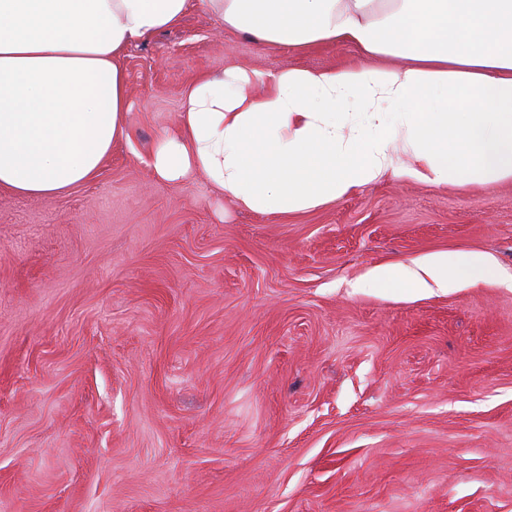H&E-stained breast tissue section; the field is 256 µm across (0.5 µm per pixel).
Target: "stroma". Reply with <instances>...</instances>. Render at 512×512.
<instances>
[{"mask_svg":"<svg viewBox=\"0 0 512 512\" xmlns=\"http://www.w3.org/2000/svg\"><path fill=\"white\" fill-rule=\"evenodd\" d=\"M380 63L189 0L124 55L94 179L0 188V512H512V288L359 285L459 251L511 279V180L267 215L148 165L197 75Z\"/></svg>","mask_w":512,"mask_h":512,"instance_id":"35a3bbf8","label":"stroma"}]
</instances>
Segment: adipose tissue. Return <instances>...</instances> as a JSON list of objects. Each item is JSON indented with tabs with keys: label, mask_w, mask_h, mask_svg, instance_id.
<instances>
[{
	"label": "adipose tissue",
	"mask_w": 512,
	"mask_h": 512,
	"mask_svg": "<svg viewBox=\"0 0 512 512\" xmlns=\"http://www.w3.org/2000/svg\"><path fill=\"white\" fill-rule=\"evenodd\" d=\"M207 2L225 29L264 45L348 43L403 65L198 77L178 130L152 153L157 178L200 172L217 194L269 215L334 203L389 174L434 186L512 180V0ZM187 8L0 0V187L51 197L93 179L124 133L126 48ZM398 147L411 166H397ZM490 275L484 254L435 253L375 267L362 284L427 294Z\"/></svg>",
	"instance_id": "obj_1"
}]
</instances>
